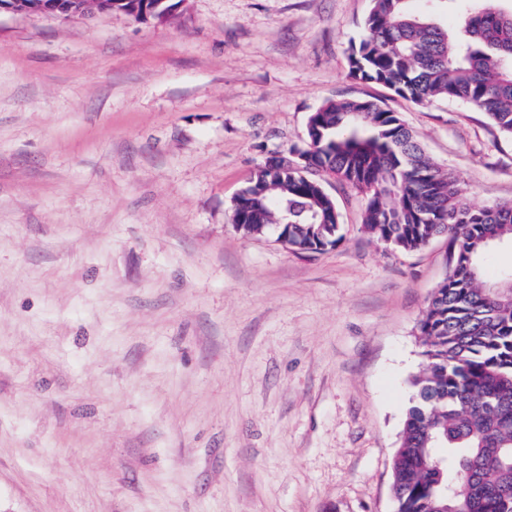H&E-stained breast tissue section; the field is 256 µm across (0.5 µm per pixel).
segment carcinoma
Wrapping results in <instances>:
<instances>
[{
	"label": "carcinoma",
	"instance_id": "1",
	"mask_svg": "<svg viewBox=\"0 0 512 512\" xmlns=\"http://www.w3.org/2000/svg\"><path fill=\"white\" fill-rule=\"evenodd\" d=\"M372 0L349 74L416 104L455 101L512 137V10L477 0L457 29L411 7ZM296 167L258 170L233 205L246 236L288 235L318 252L341 240L326 184L365 199L362 231L413 252L446 237L454 264L418 325L427 366L413 379L394 477L397 512H512V272L482 281V261L512 243V203L473 209L396 113L375 101L324 102Z\"/></svg>",
	"mask_w": 512,
	"mask_h": 512
}]
</instances>
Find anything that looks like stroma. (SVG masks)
Masks as SVG:
<instances>
[{"instance_id":"obj_1","label":"stroma","mask_w":512,"mask_h":512,"mask_svg":"<svg viewBox=\"0 0 512 512\" xmlns=\"http://www.w3.org/2000/svg\"><path fill=\"white\" fill-rule=\"evenodd\" d=\"M0 14V512H397L393 460L453 261L248 237L234 198L325 101L400 115L472 207L512 138L349 76L371 0ZM140 2L141 8L137 9L131 16L138 17V20L163 19L166 18L172 8L166 5L169 0H135ZM136 16V17H135ZM137 19V18H136Z\"/></svg>"}]
</instances>
